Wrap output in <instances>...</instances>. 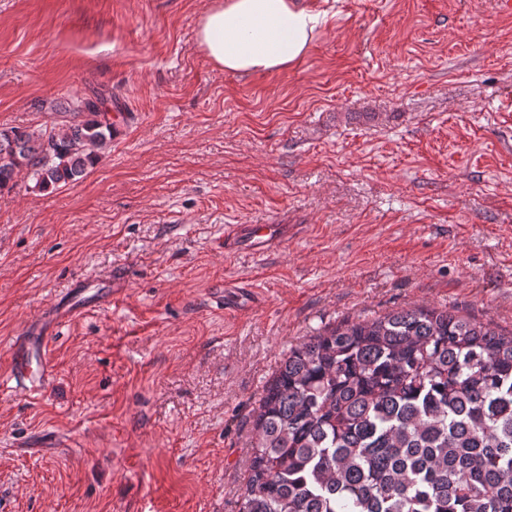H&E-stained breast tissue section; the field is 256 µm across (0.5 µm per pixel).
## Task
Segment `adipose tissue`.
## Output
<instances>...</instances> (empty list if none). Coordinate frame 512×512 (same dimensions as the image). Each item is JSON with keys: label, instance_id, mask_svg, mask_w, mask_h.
Instances as JSON below:
<instances>
[{"label": "adipose tissue", "instance_id": "1", "mask_svg": "<svg viewBox=\"0 0 512 512\" xmlns=\"http://www.w3.org/2000/svg\"><path fill=\"white\" fill-rule=\"evenodd\" d=\"M325 22L301 0H212L196 37L216 68L268 74L300 63Z\"/></svg>", "mask_w": 512, "mask_h": 512}]
</instances>
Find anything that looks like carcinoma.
I'll use <instances>...</instances> for the list:
<instances>
[{"instance_id":"cac0c4a2","label":"carcinoma","mask_w":512,"mask_h":512,"mask_svg":"<svg viewBox=\"0 0 512 512\" xmlns=\"http://www.w3.org/2000/svg\"><path fill=\"white\" fill-rule=\"evenodd\" d=\"M65 128L0 130V192L55 189L112 142L104 98ZM239 512H512V329L421 305L328 326L253 414Z\"/></svg>"}]
</instances>
